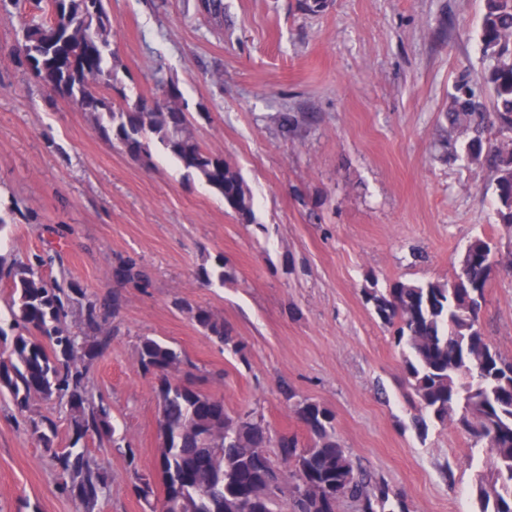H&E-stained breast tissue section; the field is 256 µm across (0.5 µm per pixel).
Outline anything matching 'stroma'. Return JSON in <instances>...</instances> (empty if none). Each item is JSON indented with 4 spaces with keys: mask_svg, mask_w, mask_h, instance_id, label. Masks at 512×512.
Segmentation results:
<instances>
[{
    "mask_svg": "<svg viewBox=\"0 0 512 512\" xmlns=\"http://www.w3.org/2000/svg\"><path fill=\"white\" fill-rule=\"evenodd\" d=\"M223 2L219 19L198 0L107 8L126 94L156 95L159 76L178 85L198 140L250 188L249 224L160 148L131 160L42 88L11 49L43 13L36 0H0V206L13 210L0 249L20 261L56 251L47 276L120 298L118 332L88 368L122 440L86 442L111 477L95 512H147L133 487L158 445L156 381L135 357L146 336L180 352L181 377L275 432H301L288 393L328 408L355 465L401 492L407 512H475L482 453L454 425L413 428L402 348L365 290L448 281L478 236L512 252L490 171L448 145L452 95L475 90L492 109L483 0ZM127 258L147 286L116 284ZM219 258L230 281L204 285L200 268ZM184 302L222 318L242 352L206 336ZM481 326L512 358V274L493 273ZM34 414L54 421V448L70 445L56 402L27 414L0 397V512H82L30 432Z\"/></svg>",
    "mask_w": 512,
    "mask_h": 512,
    "instance_id": "1",
    "label": "stroma"
}]
</instances>
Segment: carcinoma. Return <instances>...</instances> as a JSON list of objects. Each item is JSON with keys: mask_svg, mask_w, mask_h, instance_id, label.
Listing matches in <instances>:
<instances>
[{"mask_svg": "<svg viewBox=\"0 0 512 512\" xmlns=\"http://www.w3.org/2000/svg\"><path fill=\"white\" fill-rule=\"evenodd\" d=\"M50 17L22 30L14 51L37 83L90 114L98 134L135 161L151 158L150 143L172 156L189 175L204 182L239 219L253 221V196L224 156L198 141L183 95L157 79L162 93L130 100L116 85L112 16L105 0H45ZM480 44L490 61L483 83L492 92L491 112L478 111L474 92L451 97L448 139L465 143L468 157L493 175L499 224L512 232V0H484ZM51 258L18 262L0 254V280L11 288L10 320L0 324V392L26 412L36 399L56 400L69 414L71 446L53 454L62 489L84 512H95L109 486L108 473L81 446L89 437L114 439L110 411L95 402L88 363L107 345L112 329L107 312L78 284L46 279ZM490 242L477 238L462 254L447 283L397 282L366 290L380 321L403 347L407 382L417 414L450 422L485 452L489 473L475 482L479 512H512V360L492 348L480 325L492 268L499 265ZM119 284H139L146 275L132 259L112 271ZM88 333L69 329L74 308ZM183 310L204 331L234 347L232 329L209 309ZM142 370L158 380L159 425L171 447L157 449L156 475L135 473L134 489L157 512L154 480L177 499L173 512H340L345 501L357 512H406L398 494L355 468L336 438L334 416L307 398L288 393L291 408L308 435L273 440L263 415L250 409L229 412L222 398L179 379L181 354L166 342L145 337L136 349ZM31 430L52 450L53 423L31 419Z\"/></svg>", "mask_w": 512, "mask_h": 512, "instance_id": "obj_1", "label": "carcinoma"}]
</instances>
